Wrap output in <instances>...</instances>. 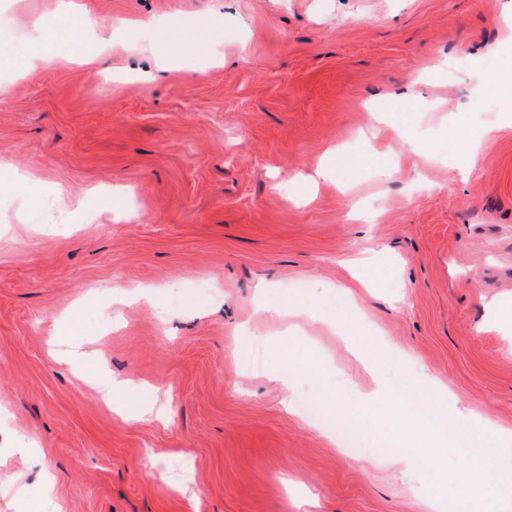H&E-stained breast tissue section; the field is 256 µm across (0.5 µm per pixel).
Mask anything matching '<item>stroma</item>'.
Masks as SVG:
<instances>
[{
    "mask_svg": "<svg viewBox=\"0 0 512 512\" xmlns=\"http://www.w3.org/2000/svg\"><path fill=\"white\" fill-rule=\"evenodd\" d=\"M85 15L115 34L92 66L65 49ZM173 17L219 36L141 26ZM510 27L512 0H0V512H48V475L65 512H430L441 478L498 480L413 406L364 404L342 332L382 341L394 385L429 370L446 419L512 429ZM37 41L57 66L17 75ZM334 147L329 181L296 182ZM101 371L170 419H123ZM286 376L343 414L283 405ZM399 443L438 466L401 479ZM137 386L130 380L117 379L114 377H106L97 382L95 389L99 397L105 401L112 400V407L116 412L123 413L124 410L119 404L122 403L124 394L131 392Z\"/></svg>",
    "mask_w": 512,
    "mask_h": 512,
    "instance_id": "stroma-1",
    "label": "stroma"
}]
</instances>
